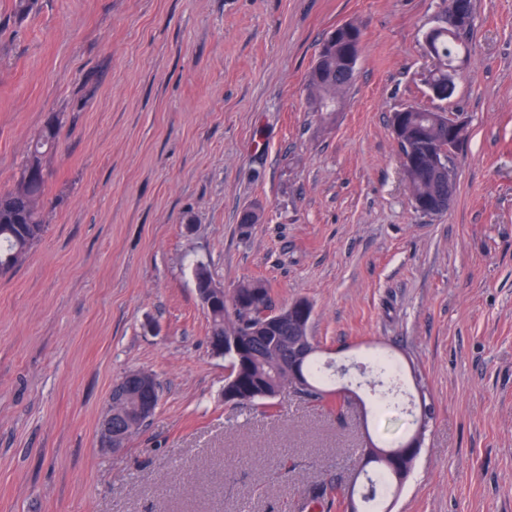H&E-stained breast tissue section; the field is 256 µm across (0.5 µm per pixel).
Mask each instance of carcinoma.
Returning a JSON list of instances; mask_svg holds the SVG:
<instances>
[{
  "instance_id": "1",
  "label": "carcinoma",
  "mask_w": 512,
  "mask_h": 512,
  "mask_svg": "<svg viewBox=\"0 0 512 512\" xmlns=\"http://www.w3.org/2000/svg\"><path fill=\"white\" fill-rule=\"evenodd\" d=\"M448 8L455 10L461 22L453 31L444 26L432 30V52L437 66L431 71L430 79L437 85L448 84V73L457 71L456 62L465 51L466 35L473 25L472 0H448ZM318 56L323 58L325 69H334L340 64V50L336 46L321 45ZM309 83L317 86L324 98L330 103L343 101L352 80L336 83L334 81L316 84L315 75H309ZM428 109L408 106L401 109L405 124L418 132L424 140L433 145H443L446 139L436 130L433 116ZM57 143V123L50 121L32 144L26 163L15 180L13 187L0 191V275L9 273L21 266L33 247L42 240L47 225L44 224L42 209L45 203L47 173L43 166V157L53 150ZM405 178L412 196L431 194L433 186L421 181L410 172ZM197 294L220 292L222 284L211 276L207 266L199 262L193 271ZM272 310L271 293L268 284L261 279H244L238 282L224 296L215 299L207 309L210 322V343L212 347L224 342V337L238 339L240 349H227L220 352L230 368L226 382L234 386L240 399L238 403H259L268 410L276 407V398L290 388L288 375L282 364L288 361L293 337H309V322H304L297 330L288 329L283 322L277 333L270 337L253 335L264 311ZM370 362L380 373L389 377L390 391H399L405 387L400 369L394 359L384 353L374 354ZM300 372L307 386L306 398L328 405L341 416L344 407L336 390L327 389L329 379L322 373L320 354L315 353L304 360ZM411 428L401 437L378 438L375 447L360 448L361 455L375 458V466L368 474V480L375 490V496L364 506V512H383L385 502L392 495L395 478H408L415 469L420 449L408 447L413 433L426 430L414 412ZM305 505L312 509H341L340 486L337 481L321 482L310 486L305 493Z\"/></svg>"
}]
</instances>
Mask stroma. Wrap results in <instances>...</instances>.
I'll return each mask as SVG.
<instances>
[{"instance_id": "1", "label": "stroma", "mask_w": 512, "mask_h": 512, "mask_svg": "<svg viewBox=\"0 0 512 512\" xmlns=\"http://www.w3.org/2000/svg\"><path fill=\"white\" fill-rule=\"evenodd\" d=\"M447 100L424 35L445 0H0V188L48 119V231L0 277V512H302L350 485L364 435L287 390L224 401L193 267L313 306L337 364L387 351L434 421L394 512H512V0H473ZM364 33L339 112L307 106L322 42ZM462 113L448 209L416 212L391 128ZM260 212L241 231L244 210ZM152 372L153 418L99 448L117 378ZM305 505L313 510L331 511V508L336 507V511H340L342 502L338 480L311 485L305 493Z\"/></svg>"}]
</instances>
